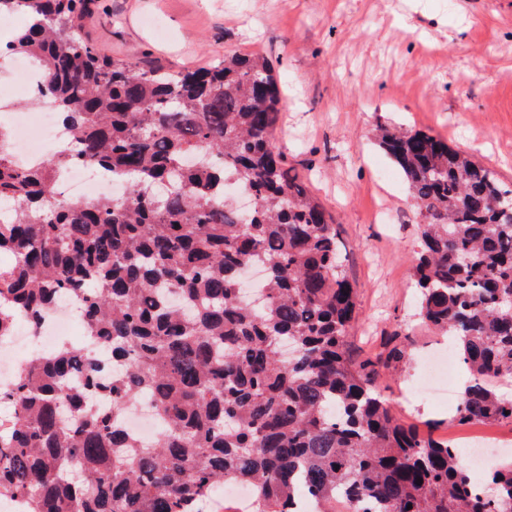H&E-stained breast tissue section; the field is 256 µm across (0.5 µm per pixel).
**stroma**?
<instances>
[{
  "instance_id": "stroma-1",
  "label": "stroma",
  "mask_w": 512,
  "mask_h": 512,
  "mask_svg": "<svg viewBox=\"0 0 512 512\" xmlns=\"http://www.w3.org/2000/svg\"><path fill=\"white\" fill-rule=\"evenodd\" d=\"M83 28L103 54L172 70L268 56L277 143L346 247L354 343L376 355L411 334L410 361L380 385L407 423L447 426V405L410 393L446 341L417 317L420 218L373 133L436 134L512 186V0H91Z\"/></svg>"
}]
</instances>
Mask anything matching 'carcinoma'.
Returning <instances> with one entry per match:
<instances>
[{
  "label": "carcinoma",
  "mask_w": 512,
  "mask_h": 512,
  "mask_svg": "<svg viewBox=\"0 0 512 512\" xmlns=\"http://www.w3.org/2000/svg\"><path fill=\"white\" fill-rule=\"evenodd\" d=\"M88 0H0L27 17L6 50L46 63L71 145L19 171L0 150V336L69 293L120 370L62 343L36 355L0 429V500L25 512H203L226 479L255 488V512H512V459L483 486L459 450L392 412L379 370L405 348L354 364L357 288L333 215L285 167L279 88L259 52L168 72L99 54L75 33ZM419 224V318L454 340L472 379L452 419L512 423V190L424 131L382 129ZM73 161L126 181L125 200L67 203ZM265 268V297H239ZM292 346L282 356L281 343ZM152 396L163 433L119 423ZM423 483L416 484L417 478ZM412 509H407V505Z\"/></svg>",
  "instance_id": "cac0c4a2"
}]
</instances>
